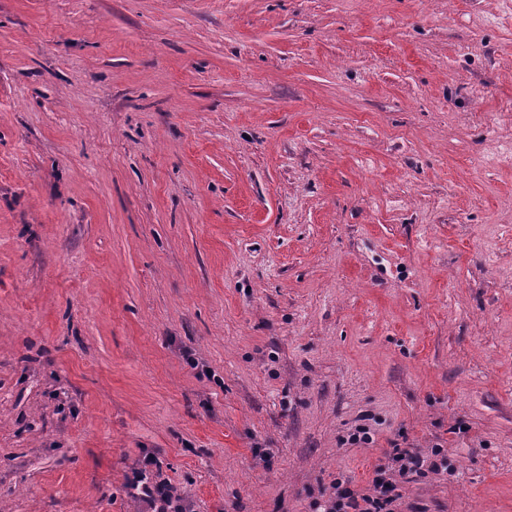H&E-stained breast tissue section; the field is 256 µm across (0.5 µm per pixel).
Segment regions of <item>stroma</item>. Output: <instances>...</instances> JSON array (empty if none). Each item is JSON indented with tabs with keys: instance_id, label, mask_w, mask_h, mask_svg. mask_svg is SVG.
Masks as SVG:
<instances>
[{
	"instance_id": "1",
	"label": "stroma",
	"mask_w": 512,
	"mask_h": 512,
	"mask_svg": "<svg viewBox=\"0 0 512 512\" xmlns=\"http://www.w3.org/2000/svg\"><path fill=\"white\" fill-rule=\"evenodd\" d=\"M395 442L512 512V0H0V512H144L148 452L310 512Z\"/></svg>"
}]
</instances>
